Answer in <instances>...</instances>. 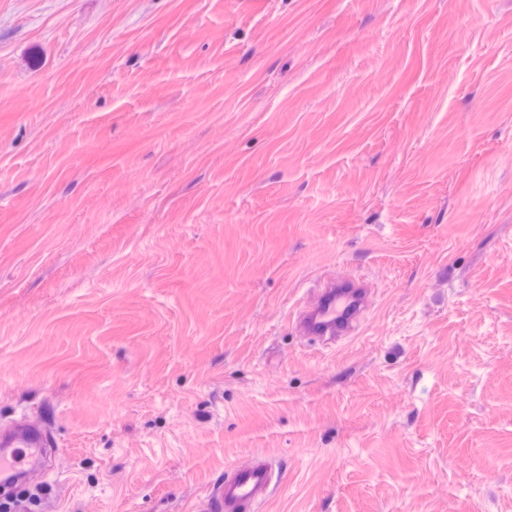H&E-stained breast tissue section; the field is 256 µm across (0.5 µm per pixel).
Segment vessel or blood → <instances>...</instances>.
Instances as JSON below:
<instances>
[{"label":"vessel or blood","mask_w":512,"mask_h":512,"mask_svg":"<svg viewBox=\"0 0 512 512\" xmlns=\"http://www.w3.org/2000/svg\"><path fill=\"white\" fill-rule=\"evenodd\" d=\"M364 302L362 285L326 279L322 301L300 314L299 325L306 335L319 341L349 333ZM44 451L45 441L34 429L11 427L1 430L0 475L9 476L35 462ZM273 476L271 465L263 461L233 468L217 494V512H238L241 506L264 498Z\"/></svg>","instance_id":"1"}]
</instances>
